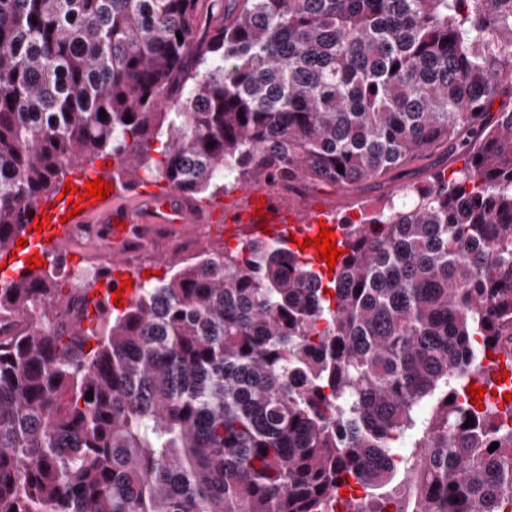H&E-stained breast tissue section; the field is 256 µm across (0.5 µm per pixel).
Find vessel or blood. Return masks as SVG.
Listing matches in <instances>:
<instances>
[{
    "label": "vessel or blood",
    "instance_id": "vessel-or-blood-1",
    "mask_svg": "<svg viewBox=\"0 0 512 512\" xmlns=\"http://www.w3.org/2000/svg\"><path fill=\"white\" fill-rule=\"evenodd\" d=\"M111 183L108 199L97 202L81 200L78 194L71 199L55 201L53 206L39 204L37 216L45 217L43 232L24 233L25 245L10 251L0 250V278L12 281L28 278L27 266L30 257H39L42 262L68 260L71 252L70 231L73 226L86 224L91 234L109 233L119 239L125 234V226L134 224H156L174 231L183 224H209L214 217H222L228 224L260 223L268 219L272 224L287 225L291 236L306 239L317 236L320 221L326 220L331 209L326 205H309L303 202L290 203L266 194L262 187L245 189L242 203L234 208L217 212L214 204L199 202L180 192L164 186L148 192L134 190L125 182L115 180L107 168L81 165L75 168L70 181L73 186L84 187L94 179ZM264 199L265 214L254 213L257 199ZM81 203L82 211L70 215L71 203ZM492 378L500 379L503 393L512 394V356L499 352L492 357ZM508 372V379H501V372Z\"/></svg>",
    "mask_w": 512,
    "mask_h": 512
}]
</instances>
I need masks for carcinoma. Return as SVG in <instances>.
<instances>
[{
  "label": "carcinoma",
  "mask_w": 512,
  "mask_h": 512,
  "mask_svg": "<svg viewBox=\"0 0 512 512\" xmlns=\"http://www.w3.org/2000/svg\"><path fill=\"white\" fill-rule=\"evenodd\" d=\"M441 148L464 167L340 220L326 283L252 236L93 332L51 272L1 285L0 512H327L349 478L379 512L402 461L421 512H512L464 392L512 350V0H0V250L99 158L198 198Z\"/></svg>",
  "instance_id": "carcinoma-1"
}]
</instances>
